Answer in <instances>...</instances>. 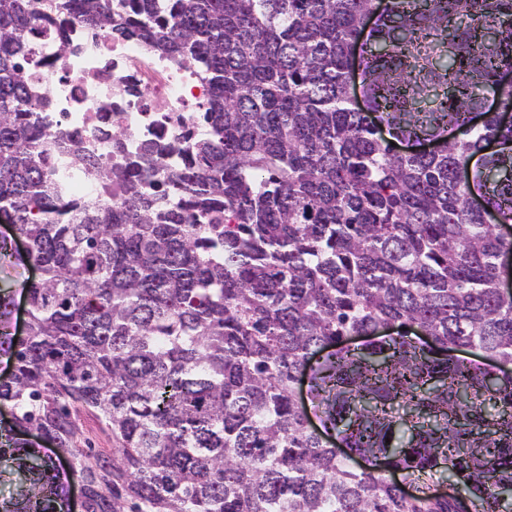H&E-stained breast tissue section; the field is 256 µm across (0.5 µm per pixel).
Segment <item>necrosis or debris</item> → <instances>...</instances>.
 Segmentation results:
<instances>
[{
  "label": "necrosis or debris",
  "instance_id": "1",
  "mask_svg": "<svg viewBox=\"0 0 512 512\" xmlns=\"http://www.w3.org/2000/svg\"><path fill=\"white\" fill-rule=\"evenodd\" d=\"M68 37V54L54 70L34 68L31 80L48 96L53 120L104 159L114 154L106 134L120 127L127 152L150 139L164 149L168 165L182 164L189 132L203 130L194 107L206 98L207 85L196 68L148 52L137 41L108 35L85 40L76 24Z\"/></svg>",
  "mask_w": 512,
  "mask_h": 512
}]
</instances>
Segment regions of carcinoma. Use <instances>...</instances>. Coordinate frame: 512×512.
Here are the masks:
<instances>
[{"mask_svg": "<svg viewBox=\"0 0 512 512\" xmlns=\"http://www.w3.org/2000/svg\"><path fill=\"white\" fill-rule=\"evenodd\" d=\"M37 20L61 53L76 22L193 63L207 129L181 168L154 182L156 143L106 164L53 124ZM508 70L512 0H0V219L25 241L0 261L40 272L25 335L0 292V512H66L72 479L82 512H500L512 123L486 102L512 110ZM58 163L68 176V187L72 194L76 196H89L94 194L93 182L84 178V176L72 169L65 157H60Z\"/></svg>", "mask_w": 512, "mask_h": 512, "instance_id": "cac0c4a2", "label": "carcinoma"}]
</instances>
